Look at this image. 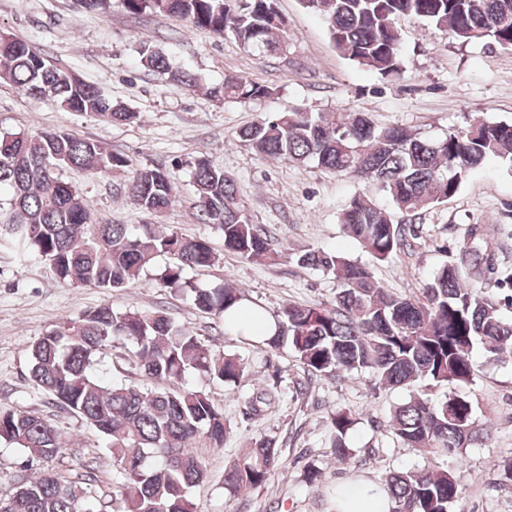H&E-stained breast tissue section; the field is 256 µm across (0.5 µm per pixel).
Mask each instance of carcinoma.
I'll use <instances>...</instances> for the list:
<instances>
[{
	"label": "carcinoma",
	"instance_id": "carcinoma-1",
	"mask_svg": "<svg viewBox=\"0 0 512 512\" xmlns=\"http://www.w3.org/2000/svg\"><path fill=\"white\" fill-rule=\"evenodd\" d=\"M321 16L336 48L353 64L384 78L404 73L397 20L413 16L449 32L463 43L512 50V0H299ZM132 15L152 11L184 21L192 30L217 38L232 34L245 48L277 54L285 45L284 18L276 0H121ZM141 62L181 85L201 86L202 77L177 65L150 45ZM0 80L45 97L67 112L118 124L138 113L115 102L96 85L58 67L27 42H0ZM273 89L242 74H228L210 89L225 100L258 101ZM238 142L269 159L347 171L379 184L402 214L420 211L456 195L489 159L512 170V122L473 118L464 129L425 139L405 128L377 125L367 112H277L241 128ZM131 166V160L99 142L62 131L38 135L0 134V248L46 261L57 278L109 291L129 286L141 272L168 256L173 262L157 275L161 288L189 292L198 309L222 315L241 300L229 285L199 288L183 271L206 269L216 260L206 240L159 230L160 219L176 202L161 169L135 172L132 191L150 224H112L96 218L91 204L58 171L78 168L91 176ZM195 209L202 224L221 232L224 251L250 262L274 263L281 255L274 235L253 224L242 208L233 180L206 158L192 164ZM343 232L376 260L389 259L403 245L404 224L395 223L369 199L352 197L342 210ZM486 229L474 224L470 245L456 263L441 267L422 296L381 287L370 270L332 251L308 249L295 255L298 266L331 272L340 281L330 305L288 304L275 332L262 344L272 351L288 346L313 379L371 372L377 384L407 388L424 378L449 388L434 403L419 393L397 405L391 429L406 447L421 448L448 461L460 459L478 433L471 401L459 388L472 384L475 342L493 359L512 352V320L500 307L469 288L466 278L491 265L484 248ZM121 341L128 361L145 383L111 381L98 366ZM30 377L53 405L78 415L103 439L112 456V482L103 483L97 465H85L84 481L53 468L64 442L51 420L27 411L0 410V439L42 464L43 473L24 480L0 512H193L190 490L209 479L196 448L221 450L231 425L224 410L203 388L178 386L188 374L237 386L242 359L216 351L190 327L162 310L132 307L116 312L100 306L37 338L29 349ZM243 415L259 418L280 400L277 383L243 396ZM331 448L342 464L353 458L347 437L355 418L347 408L330 414ZM285 460L277 441L251 440L224 470L230 492L262 486ZM389 512H456L462 489L448 466L391 472L380 483Z\"/></svg>",
	"mask_w": 512,
	"mask_h": 512
}]
</instances>
